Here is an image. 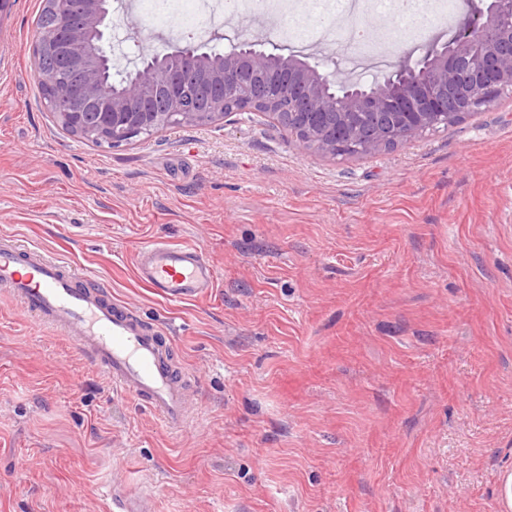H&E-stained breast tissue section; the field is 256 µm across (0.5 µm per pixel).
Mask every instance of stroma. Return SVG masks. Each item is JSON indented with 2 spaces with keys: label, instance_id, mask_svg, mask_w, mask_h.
<instances>
[{
  "label": "stroma",
  "instance_id": "1",
  "mask_svg": "<svg viewBox=\"0 0 512 512\" xmlns=\"http://www.w3.org/2000/svg\"><path fill=\"white\" fill-rule=\"evenodd\" d=\"M46 0L0 16V238L91 273L169 334L194 376L170 430L0 292V512H103L114 477L148 512H501L512 483V98L361 157L301 149L256 112L110 149L62 128L33 77ZM112 57L164 29L112 0ZM278 10L203 18L372 83L445 33L357 62L289 43ZM195 242L214 291L166 302L135 273Z\"/></svg>",
  "mask_w": 512,
  "mask_h": 512
}]
</instances>
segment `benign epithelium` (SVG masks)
<instances>
[{"mask_svg":"<svg viewBox=\"0 0 512 512\" xmlns=\"http://www.w3.org/2000/svg\"><path fill=\"white\" fill-rule=\"evenodd\" d=\"M52 25L33 44L34 75L50 73L44 99L70 133L110 148L175 126H200L236 112H262L304 149L326 158L376 154L490 108L512 91V0H486L477 22L431 46L417 65L365 87L338 80L296 55L244 40L223 52L169 45L139 57L120 84L107 31L111 0H48ZM246 79L281 100L237 99Z\"/></svg>","mask_w":512,"mask_h":512,"instance_id":"benign-epithelium-1","label":"benign epithelium"}]
</instances>
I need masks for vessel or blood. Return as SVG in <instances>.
Here are the masks:
<instances>
[{"label":"vessel or blood","instance_id":"obj_1","mask_svg":"<svg viewBox=\"0 0 512 512\" xmlns=\"http://www.w3.org/2000/svg\"><path fill=\"white\" fill-rule=\"evenodd\" d=\"M135 269L142 283L171 303L208 296L218 281L207 253L196 245L148 244L137 254ZM0 290L106 372L113 392L135 399L169 426L187 424L191 374L173 364L161 330L113 299L105 285L40 246L1 240ZM150 495L118 484L102 493L106 512H144Z\"/></svg>","mask_w":512,"mask_h":512}]
</instances>
